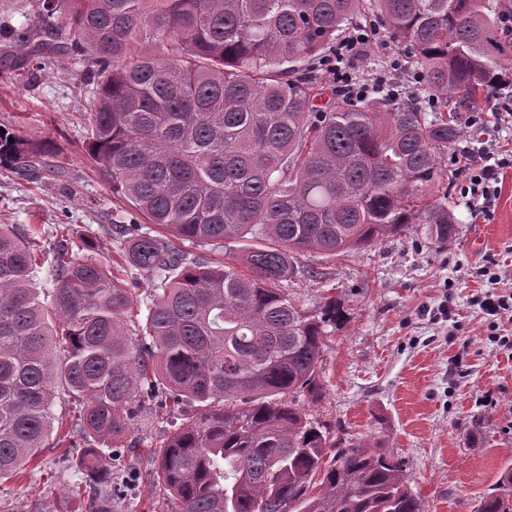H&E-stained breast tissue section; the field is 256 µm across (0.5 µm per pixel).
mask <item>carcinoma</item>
<instances>
[{"instance_id": "obj_1", "label": "carcinoma", "mask_w": 512, "mask_h": 512, "mask_svg": "<svg viewBox=\"0 0 512 512\" xmlns=\"http://www.w3.org/2000/svg\"><path fill=\"white\" fill-rule=\"evenodd\" d=\"M38 26L0 53L75 59L92 85L86 151L133 211L113 226L112 264L84 236L39 250V224H0V480L53 439L59 388L75 399L77 471L112 512L125 493L101 446L125 448L137 413L198 403L151 449L172 512H423L382 441L342 448L298 395L318 397L336 298L306 312L288 294L299 257L364 249L411 224L448 242L459 148L448 122L496 83L502 40L488 0H30ZM367 9L406 48L428 108L326 93L316 61ZM46 146L0 131V166L47 164ZM163 230L149 228V225ZM237 244L238 269L171 239ZM50 263L47 295L34 283ZM155 280L136 289L112 267ZM476 512H512V467Z\"/></svg>"}]
</instances>
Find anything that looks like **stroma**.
I'll use <instances>...</instances> for the list:
<instances>
[{"instance_id": "1", "label": "stroma", "mask_w": 512, "mask_h": 512, "mask_svg": "<svg viewBox=\"0 0 512 512\" xmlns=\"http://www.w3.org/2000/svg\"><path fill=\"white\" fill-rule=\"evenodd\" d=\"M81 65L58 58L15 68L0 57V128L53 147V170L24 180L0 167V224H39L51 247L58 225L90 238L100 260L112 256V226L126 207L83 146ZM458 220L450 244L409 225L361 251L301 257L288 284L299 307L336 298L343 320L326 339L320 398L299 403L331 437L348 445L386 440L402 458L424 512H475L512 466V317L487 316L480 300L512 293V168L499 178L486 214L472 216L459 185L448 193ZM171 408L138 414L122 471L132 489L114 512H167L151 480L149 448L171 429ZM72 448L44 449L36 465L0 482V512H65L82 474Z\"/></svg>"}]
</instances>
